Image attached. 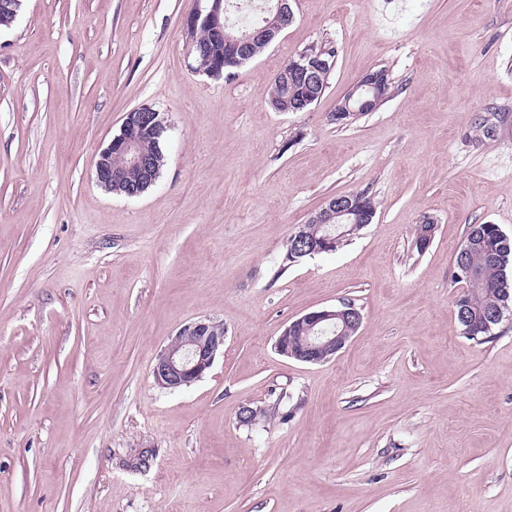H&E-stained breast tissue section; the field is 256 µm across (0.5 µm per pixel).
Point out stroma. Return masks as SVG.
<instances>
[{
	"label": "stroma",
	"mask_w": 512,
	"mask_h": 512,
	"mask_svg": "<svg viewBox=\"0 0 512 512\" xmlns=\"http://www.w3.org/2000/svg\"><path fill=\"white\" fill-rule=\"evenodd\" d=\"M291 4L224 78L193 68L195 0H22L0 30V512H512V318L467 339L453 264L470 225L512 235V0ZM321 44L323 97L274 111L275 75ZM378 68L389 100L333 121ZM143 105L165 166L126 198L93 162ZM351 192L374 223L286 261ZM344 301L362 323L335 358L276 351ZM200 317L223 355L158 388L157 353ZM246 406L270 416L240 425Z\"/></svg>",
	"instance_id": "obj_1"
}]
</instances>
